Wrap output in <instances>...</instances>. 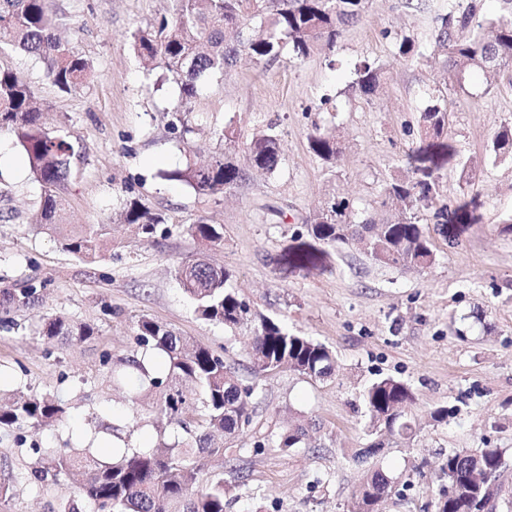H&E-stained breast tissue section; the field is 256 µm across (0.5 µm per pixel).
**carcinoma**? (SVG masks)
<instances>
[{
    "label": "carcinoma",
    "instance_id": "1",
    "mask_svg": "<svg viewBox=\"0 0 512 512\" xmlns=\"http://www.w3.org/2000/svg\"><path fill=\"white\" fill-rule=\"evenodd\" d=\"M172 14L162 15L132 33L134 51L147 63L163 68L179 88L181 100L197 94L200 82L225 73L240 55L269 64L287 53L293 60L319 51L331 52L346 27L357 23L366 0H171ZM63 18L52 0H0V48L6 46L40 62L45 75L60 91L70 93L86 82L89 62L58 36ZM492 38L475 31V9L448 0L435 42L449 53L450 67L459 86L468 73L498 72L512 68V11L490 22ZM353 88L369 97L380 87L382 66L363 61L355 66ZM43 103L25 76L0 68V129L10 131L27 156L34 178L44 187L39 209L31 223L55 236L61 248L93 261L112 250L103 224L74 226L67 222V193L72 142L41 124ZM423 147L408 156L386 184L382 206L401 210V218L376 224L355 220L348 201L330 198L307 224L310 241L285 257L294 268L315 264V244H354L383 265L423 271L437 258L435 246L419 222L418 213L433 211L438 234L452 248L458 244L449 223H461L464 214L448 205L437 206L441 162L448 154V101L433 96L420 117ZM310 151L328 165L336 163L342 143L334 130L317 129L308 136ZM496 158L512 157V122L505 123L490 146ZM247 167L229 154L212 157L205 167L189 159L185 166L164 174L198 193L211 195L234 188L245 179L246 168L274 173L280 165L279 141L272 127L256 133L247 144ZM123 224L136 226L145 239L166 233L163 219L138 199L130 197L120 214ZM188 232L201 241L224 238L222 228L199 221ZM183 291L200 318L224 324L250 335V359L257 375L288 369L307 378H324L335 370L333 352L307 336L288 331L279 320L259 313L230 285L231 274L204 260L185 262L175 269ZM45 285L30 281L0 290L4 310L34 305ZM35 334L48 340L84 339L94 334L88 324L61 317H44ZM137 346L142 353L162 356V372L153 374L133 356L125 361L136 372L138 391L133 403L146 398V411L161 437L153 448H135L110 460L88 448H37L40 467L34 480L57 482L77 478L74 498L60 512H226L229 489L224 477H203V459L224 455V448L252 425V404L258 385L243 384L224 365V358L149 317L137 321ZM368 432L375 437L367 453L384 447V440L411 431L408 408L414 401L410 388L391 377L371 382L363 391ZM65 404L49 395L19 393L0 405V429L37 426L60 421ZM169 428L187 438L171 444L163 440ZM308 435L298 421L279 435L260 438L254 447L299 448ZM503 452L499 448L453 451L439 468V477L455 487L439 512H481L483 481L502 487ZM392 481L379 470L365 475L357 495L358 512L374 506L392 492Z\"/></svg>",
    "mask_w": 512,
    "mask_h": 512
}]
</instances>
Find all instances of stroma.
I'll return each mask as SVG.
<instances>
[{
    "instance_id": "35a3bbf8",
    "label": "stroma",
    "mask_w": 512,
    "mask_h": 512,
    "mask_svg": "<svg viewBox=\"0 0 512 512\" xmlns=\"http://www.w3.org/2000/svg\"><path fill=\"white\" fill-rule=\"evenodd\" d=\"M61 34L88 60L84 87L63 93L41 64L6 48L0 68L24 74L45 104V122L70 135L69 216L75 224H105L112 251L87 263L37 231L31 216L43 196L28 159L0 131V289L35 279L42 298L28 309H0V396L49 393L68 407L52 425L0 430V482L10 496L0 512H60L74 494L69 481L34 483L32 445L94 450L154 445L157 434L124 389L112 383L122 359L136 354L135 326L152 317L224 357L243 383L258 382L253 425L277 432L296 419L320 430L306 445L284 450L239 439L234 453L211 458L207 473L223 475L233 502L228 512H354L362 477L378 469L394 488L382 512H435L447 490L438 477L443 454L471 448L504 453L511 485L498 512H512V160L489 147L512 120V69L480 73L457 84L435 44L448 0H368L363 19L347 28L334 52L263 65L240 58L210 77L182 103L162 68L144 66L131 35L160 15L170 0H54ZM412 37L418 55L401 59L397 36ZM383 67L378 93H355L361 61ZM448 98V162L441 200L463 208L458 244L433 235L437 262L423 272L376 263L357 247L323 246V263L291 270L282 255L307 240L306 220L331 197L349 200L357 217L385 223L382 189L421 145L419 114L431 96ZM199 128L185 139L174 115ZM274 124L281 162L271 175L249 172L230 191L204 196L162 174L230 150L243 160L244 142ZM240 133L225 147L226 125ZM334 128L345 148L336 165L308 148L315 129ZM159 213L166 236L144 239L119 223L127 197ZM220 224L224 239L204 245L186 232L197 221ZM207 256L232 275L239 294L292 332L335 355L331 377L312 380L289 370L254 379L242 332L200 319L174 270ZM62 316L92 325L95 334L59 344L39 338V318ZM392 377L414 395L415 430L364 456L371 441L361 392Z\"/></svg>"
}]
</instances>
